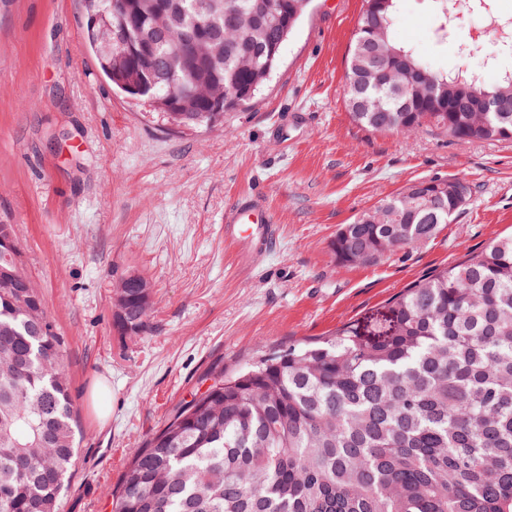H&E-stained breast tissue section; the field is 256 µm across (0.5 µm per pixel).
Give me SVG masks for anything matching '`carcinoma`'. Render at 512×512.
<instances>
[{"label": "carcinoma", "mask_w": 512, "mask_h": 512, "mask_svg": "<svg viewBox=\"0 0 512 512\" xmlns=\"http://www.w3.org/2000/svg\"><path fill=\"white\" fill-rule=\"evenodd\" d=\"M85 12L133 37L167 40L145 54L97 56L105 75L155 74L144 98L207 83L201 95L251 100L275 69L310 0H181L168 19L150 0H84ZM402 0H365L348 64L346 105L380 133L437 132L454 141L512 140V69L493 86L400 41ZM444 39L466 0H432ZM209 37L211 64L185 73L184 32ZM222 118L202 99L180 119ZM418 179L343 225L341 263L381 261L432 238L461 206L418 196ZM0 243V512H61L78 431L65 342L26 269L25 250ZM113 329L147 327L150 289L121 277ZM213 383L148 437L112 489L111 512H512V235L393 298L374 333L345 325Z\"/></svg>", "instance_id": "carcinoma-1"}]
</instances>
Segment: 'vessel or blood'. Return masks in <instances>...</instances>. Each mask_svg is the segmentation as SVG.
Listing matches in <instances>:
<instances>
[{
	"instance_id": "obj_1",
	"label": "vessel or blood",
	"mask_w": 512,
	"mask_h": 512,
	"mask_svg": "<svg viewBox=\"0 0 512 512\" xmlns=\"http://www.w3.org/2000/svg\"><path fill=\"white\" fill-rule=\"evenodd\" d=\"M279 239L274 216L256 193L246 192L224 213V242L250 260H262Z\"/></svg>"
}]
</instances>
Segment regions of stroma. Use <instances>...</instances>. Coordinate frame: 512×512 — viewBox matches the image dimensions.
I'll return each mask as SVG.
<instances>
[{"label":"stroma","instance_id":"35a3bbf8","mask_svg":"<svg viewBox=\"0 0 512 512\" xmlns=\"http://www.w3.org/2000/svg\"><path fill=\"white\" fill-rule=\"evenodd\" d=\"M363 0H312L281 62L248 104L213 128L179 126L114 93L85 40L82 0H0V224L64 336L80 445L62 512H110L144 440L180 404L233 371L303 340L361 324L417 281L512 234V141L379 133L353 121L347 61ZM460 16L445 42L430 0H403L398 38L422 57L477 70L502 54L491 18ZM503 55V54H502ZM460 178L471 196L413 248L340 264L339 228L419 178ZM263 196L274 250L244 266L224 246V212ZM151 290L148 327H112V282Z\"/></svg>","mask_w":512,"mask_h":512}]
</instances>
